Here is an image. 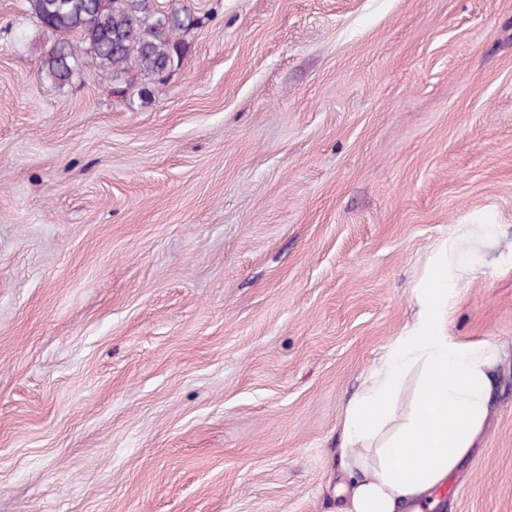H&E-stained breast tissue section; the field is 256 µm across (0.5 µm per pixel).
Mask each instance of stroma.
Returning <instances> with one entry per match:
<instances>
[{
	"label": "stroma",
	"mask_w": 512,
	"mask_h": 512,
	"mask_svg": "<svg viewBox=\"0 0 512 512\" xmlns=\"http://www.w3.org/2000/svg\"><path fill=\"white\" fill-rule=\"evenodd\" d=\"M182 5L163 80L61 86L0 0V512H338L449 243L448 334L498 357L433 512H512V0Z\"/></svg>",
	"instance_id": "1"
}]
</instances>
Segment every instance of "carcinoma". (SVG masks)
I'll list each match as a JSON object with an SVG mask.
<instances>
[{"label":"carcinoma","instance_id":"obj_1","mask_svg":"<svg viewBox=\"0 0 512 512\" xmlns=\"http://www.w3.org/2000/svg\"><path fill=\"white\" fill-rule=\"evenodd\" d=\"M26 12L59 39L42 57V72L69 83L79 62L89 59L118 77L136 68L159 77L184 54L181 35L193 25L188 6L155 15L153 0H25ZM76 34L78 40L65 39Z\"/></svg>","mask_w":512,"mask_h":512}]
</instances>
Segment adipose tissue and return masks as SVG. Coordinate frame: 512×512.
<instances>
[{
    "label": "adipose tissue",
    "instance_id": "adipose-tissue-1",
    "mask_svg": "<svg viewBox=\"0 0 512 512\" xmlns=\"http://www.w3.org/2000/svg\"><path fill=\"white\" fill-rule=\"evenodd\" d=\"M467 255L440 265L419 298L417 323L373 371L342 417L349 504L342 512H408L445 482L483 432L497 351L449 338L448 278L468 271ZM420 373L406 411L397 404L410 370Z\"/></svg>",
    "mask_w": 512,
    "mask_h": 512
}]
</instances>
